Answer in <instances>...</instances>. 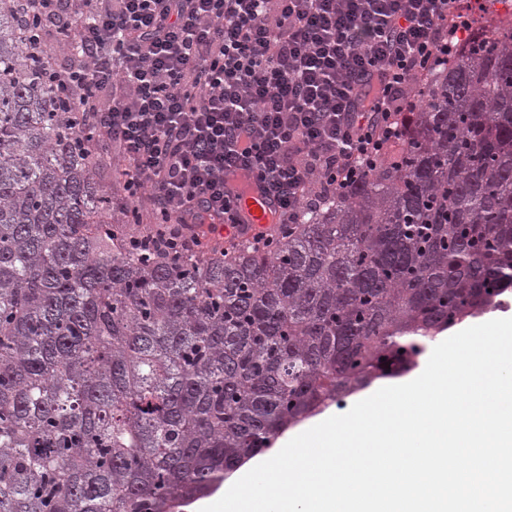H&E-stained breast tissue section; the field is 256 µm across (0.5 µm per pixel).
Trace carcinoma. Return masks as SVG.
I'll return each instance as SVG.
<instances>
[{
    "mask_svg": "<svg viewBox=\"0 0 512 512\" xmlns=\"http://www.w3.org/2000/svg\"><path fill=\"white\" fill-rule=\"evenodd\" d=\"M451 41L399 148L271 246L111 221L71 90L0 0V512H177L512 291V19Z\"/></svg>",
    "mask_w": 512,
    "mask_h": 512,
    "instance_id": "obj_1",
    "label": "carcinoma"
}]
</instances>
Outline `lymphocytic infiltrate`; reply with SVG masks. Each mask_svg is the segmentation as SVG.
<instances>
[{
    "label": "lymphocytic infiltrate",
    "instance_id": "obj_1",
    "mask_svg": "<svg viewBox=\"0 0 512 512\" xmlns=\"http://www.w3.org/2000/svg\"><path fill=\"white\" fill-rule=\"evenodd\" d=\"M59 85L125 164L124 188L180 225L174 258L259 188L299 224L399 137L415 79L462 0H16ZM71 62L53 64L58 33Z\"/></svg>",
    "mask_w": 512,
    "mask_h": 512
}]
</instances>
